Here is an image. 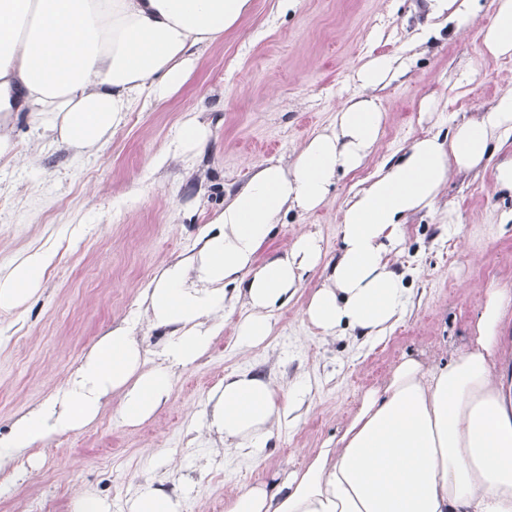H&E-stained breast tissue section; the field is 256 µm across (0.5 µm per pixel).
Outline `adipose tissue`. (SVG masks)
<instances>
[{
	"label": "adipose tissue",
	"instance_id": "1",
	"mask_svg": "<svg viewBox=\"0 0 512 512\" xmlns=\"http://www.w3.org/2000/svg\"><path fill=\"white\" fill-rule=\"evenodd\" d=\"M484 54L512 56V0H493ZM250 0H0V112H26L32 126L76 154L100 150L127 112L167 100L196 67V50L223 39ZM426 42L443 19L463 33L478 0H424ZM397 72L371 56L355 72L359 99L311 138L290 165L268 162L224 202L201 234L196 255L166 264L144 292L146 315L166 329L160 365L149 366L135 336L113 329L92 347L65 390L12 424L0 469L53 436L79 430L119 394L130 422L149 418L173 388L172 369L211 348L238 300L249 313L236 334L251 347L271 333L270 314L302 288L322 259L320 240L299 235L288 251L258 263L276 224L327 199L339 175L377 149L383 114L374 91ZM512 139V88L490 110L456 124L447 138H416L346 201L342 246L325 283L304 310L325 337L345 329L382 336L408 301L393 258L409 217L433 205L451 171L492 164L496 190L512 193V157L494 150ZM54 254L38 248L0 273V311L33 297ZM210 429L260 454L289 406L272 383L248 371L226 376L212 395ZM126 512H184L180 496L142 484ZM224 512H512V289L486 290L472 348L447 365L409 357L365 393L335 447L305 469L253 484Z\"/></svg>",
	"mask_w": 512,
	"mask_h": 512
}]
</instances>
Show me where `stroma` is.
Masks as SVG:
<instances>
[{
	"label": "stroma",
	"mask_w": 512,
	"mask_h": 512,
	"mask_svg": "<svg viewBox=\"0 0 512 512\" xmlns=\"http://www.w3.org/2000/svg\"><path fill=\"white\" fill-rule=\"evenodd\" d=\"M250 4L223 41L200 50L178 92L128 113L97 153L74 156L41 137L26 113H13V134L29 162L0 167V269L37 247L52 249L55 260L33 298L18 311H0V438L58 394L108 330L126 326L156 353L165 334L150 323L143 293L159 268L196 253L203 228L253 166L289 163L333 124L338 106L357 97L354 73L369 56L401 57L403 71L375 91L384 114L376 152L339 176L320 208L283 218L260 254L264 261L280 256L311 233L324 264L273 312L271 334L259 346L238 344L236 325L248 308L236 302L211 349L175 368L168 399L149 419L127 423L118 395L108 396L83 428L0 472V512H71L84 492L122 512L149 480L180 495L186 512H224L229 495L303 469L308 451L335 444L364 392L403 358L441 367L470 347L486 288L512 289V223L501 221L512 196L497 192L491 171L479 167L452 172L433 207L408 220L396 257L397 269L410 275L408 301L386 336L322 337L304 316L336 259L341 210L360 182L414 139L446 136L512 88V56L482 52L492 0H480L466 33L444 29L418 46L411 37L424 20L420 0H299L287 13L278 0ZM428 97L439 107L424 115L419 107ZM191 116L209 127L203 152L169 159ZM243 369L284 395L307 388L256 461L208 427L211 393Z\"/></svg>",
	"instance_id": "1"
}]
</instances>
